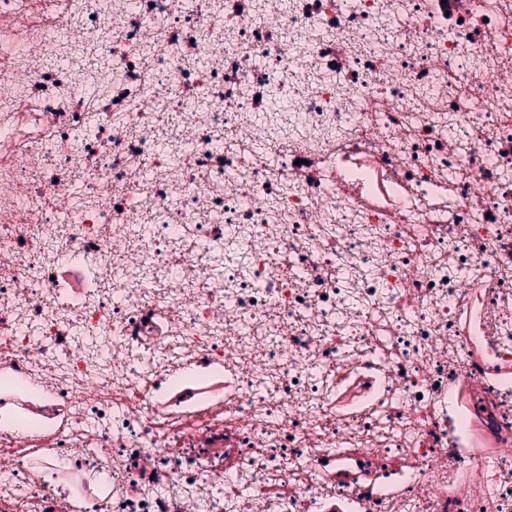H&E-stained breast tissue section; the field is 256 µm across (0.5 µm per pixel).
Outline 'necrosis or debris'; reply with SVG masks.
I'll return each mask as SVG.
<instances>
[{
    "instance_id": "1",
    "label": "necrosis or debris",
    "mask_w": 512,
    "mask_h": 512,
    "mask_svg": "<svg viewBox=\"0 0 512 512\" xmlns=\"http://www.w3.org/2000/svg\"><path fill=\"white\" fill-rule=\"evenodd\" d=\"M0 512H512V0H0Z\"/></svg>"
}]
</instances>
